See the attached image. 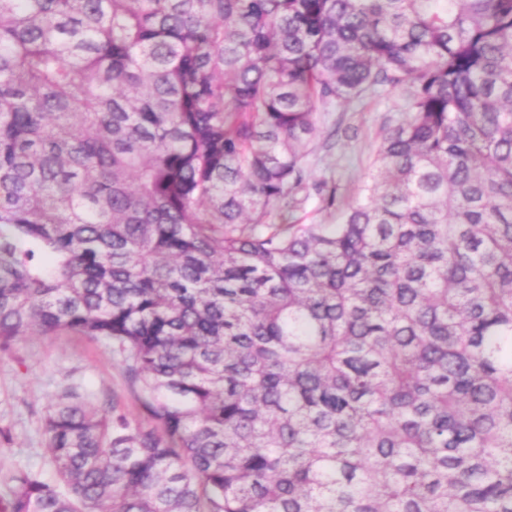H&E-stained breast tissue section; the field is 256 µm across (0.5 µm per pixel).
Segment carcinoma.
I'll use <instances>...</instances> for the list:
<instances>
[{"label": "carcinoma", "mask_w": 512, "mask_h": 512, "mask_svg": "<svg viewBox=\"0 0 512 512\" xmlns=\"http://www.w3.org/2000/svg\"><path fill=\"white\" fill-rule=\"evenodd\" d=\"M407 87L337 224L320 104ZM112 345L0 512H512V0H0V349Z\"/></svg>", "instance_id": "1"}]
</instances>
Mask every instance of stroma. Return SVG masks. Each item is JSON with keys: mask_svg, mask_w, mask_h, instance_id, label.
<instances>
[{"mask_svg": "<svg viewBox=\"0 0 512 512\" xmlns=\"http://www.w3.org/2000/svg\"><path fill=\"white\" fill-rule=\"evenodd\" d=\"M406 95L401 87L318 107L321 134L304 159L305 179L294 192L289 223H336L338 213L326 207L325 196L336 191L345 203L358 197L382 134L406 117ZM69 386L86 392L93 403L115 398L120 411L138 412L110 345L67 334L30 336L0 353V467L38 469L53 480L43 418L51 396Z\"/></svg>", "mask_w": 512, "mask_h": 512, "instance_id": "stroma-1", "label": "stroma"}]
</instances>
